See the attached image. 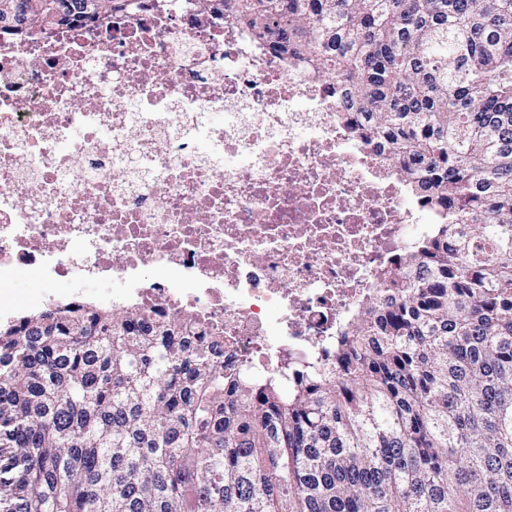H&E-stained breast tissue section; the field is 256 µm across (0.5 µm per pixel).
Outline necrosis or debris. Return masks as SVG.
Returning a JSON list of instances; mask_svg holds the SVG:
<instances>
[{"label":"necrosis or debris","instance_id":"1","mask_svg":"<svg viewBox=\"0 0 512 512\" xmlns=\"http://www.w3.org/2000/svg\"><path fill=\"white\" fill-rule=\"evenodd\" d=\"M342 107L194 0L0 37V297L25 268L118 279L228 369L331 361L428 230Z\"/></svg>","mask_w":512,"mask_h":512}]
</instances>
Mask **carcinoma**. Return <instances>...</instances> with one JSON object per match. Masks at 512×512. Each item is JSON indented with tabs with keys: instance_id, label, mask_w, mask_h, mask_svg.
<instances>
[{
	"instance_id": "obj_1",
	"label": "carcinoma",
	"mask_w": 512,
	"mask_h": 512,
	"mask_svg": "<svg viewBox=\"0 0 512 512\" xmlns=\"http://www.w3.org/2000/svg\"><path fill=\"white\" fill-rule=\"evenodd\" d=\"M248 10L438 223L291 378L224 370L179 312L0 329L3 512H512V0Z\"/></svg>"
}]
</instances>
